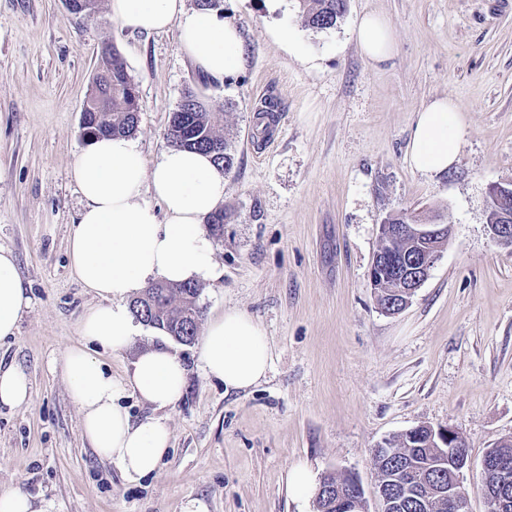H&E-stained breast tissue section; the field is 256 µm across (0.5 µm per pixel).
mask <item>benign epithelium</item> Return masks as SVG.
Wrapping results in <instances>:
<instances>
[{"instance_id":"obj_1","label":"benign epithelium","mask_w":512,"mask_h":512,"mask_svg":"<svg viewBox=\"0 0 512 512\" xmlns=\"http://www.w3.org/2000/svg\"><path fill=\"white\" fill-rule=\"evenodd\" d=\"M508 210L503 208L495 214L488 215V224L493 236L502 242L512 235V225L507 223ZM445 229L441 224H403L392 226L382 222L378 228V236L382 242L390 241L397 237L411 238L417 244L425 248L424 258L420 260V266L413 268L408 265H394L390 268L392 277L398 284L394 294L402 297L401 307H406L416 290L427 279L431 266L437 258L441 246L439 238ZM428 436L424 442L415 445L414 454L406 456L402 461L396 479L390 481L378 477L376 485L377 497L383 509L398 504L399 495L404 492H412L419 505L425 509L431 507V501H436L439 512H467V496L464 495L461 480L462 471L467 468L468 454L465 450V441L460 435L447 427L427 426ZM435 469H451V480L448 486L434 491L432 495H421V491L415 486L414 474L419 467ZM348 485L351 494L342 490H336V506L349 509H360L365 504V492L359 478L349 473Z\"/></svg>"}]
</instances>
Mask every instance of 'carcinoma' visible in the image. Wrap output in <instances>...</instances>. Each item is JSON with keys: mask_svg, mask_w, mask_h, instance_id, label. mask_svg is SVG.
Instances as JSON below:
<instances>
[{"mask_svg": "<svg viewBox=\"0 0 512 512\" xmlns=\"http://www.w3.org/2000/svg\"><path fill=\"white\" fill-rule=\"evenodd\" d=\"M305 24L315 30L336 26L347 9V0H299ZM82 112L83 134L88 139L130 136L138 126L139 95L124 60L116 52L104 56L92 82ZM224 113L212 111L206 101L189 90L172 113L167 136L173 146L194 149L212 155L214 162L229 171L235 155L219 131ZM388 252L399 258L417 257L419 246L408 238L392 241ZM200 287L194 283H160L145 288L131 304L135 318L158 325L170 336H186L194 342L198 334ZM394 453L378 455L374 463L389 476L400 464L404 445L392 443Z\"/></svg>", "mask_w": 512, "mask_h": 512, "instance_id": "carcinoma-1", "label": "carcinoma"}]
</instances>
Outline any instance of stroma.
<instances>
[{
    "label": "stroma",
    "mask_w": 512,
    "mask_h": 512,
    "mask_svg": "<svg viewBox=\"0 0 512 512\" xmlns=\"http://www.w3.org/2000/svg\"><path fill=\"white\" fill-rule=\"evenodd\" d=\"M240 28L241 72L200 75L176 30L122 28L99 0L89 17L65 0H0V248L11 250L31 304L0 364L22 366L31 401L0 407V492L51 512H316L288 488L309 466L358 476L380 512L372 450L421 424L467 444L468 512H487L481 463L512 439V246L487 223L490 188L512 184V0H349L331 29L306 26L298 0H219ZM370 12L392 25L391 58H365L355 30ZM115 50L141 109L133 139L147 162L168 149L186 90L223 107L235 154L230 219L212 237L220 280L203 284L202 321L236 309L265 331L270 368L225 392L199 344L142 327L136 353L171 347L188 367L183 397L162 412L171 450L142 480L124 478L84 438L58 363L99 302L77 279L68 240L82 197L71 177L88 141L81 111L104 49ZM447 97L462 109L458 161L426 176L409 163L418 112ZM278 104L264 117L266 101ZM446 224L450 237L409 305L384 313L371 285L378 226L391 215Z\"/></svg>",
    "instance_id": "obj_1"
}]
</instances>
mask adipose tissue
Returning <instances> with one entry per match:
<instances>
[{"label": "adipose tissue", "instance_id": "obj_1", "mask_svg": "<svg viewBox=\"0 0 512 512\" xmlns=\"http://www.w3.org/2000/svg\"><path fill=\"white\" fill-rule=\"evenodd\" d=\"M108 8L115 21L134 31L176 29L180 50L212 79L235 75L243 65L242 34L218 13L188 9L185 0H108ZM356 41L371 61L388 59L394 48L389 20L364 15ZM462 133L459 106L446 98L432 100L413 126L412 167L428 176L447 172L458 159ZM72 177L84 205L69 239L70 264L101 303L83 317L81 342L66 349L61 371L91 448L137 481L157 470L170 449L171 432L161 417L132 420L122 401L131 394L158 409L174 405L184 392L187 367L175 352L149 348L117 378L89 346L117 354L133 342L139 327L128 301L148 284L222 277L203 224L224 202V172L210 155L189 149L165 150L149 165L131 139L115 136L82 149ZM28 306L15 257L0 248V341L15 336ZM200 360L206 376L222 382L225 391L244 390L265 378L270 344L253 319L228 309L208 323Z\"/></svg>", "mask_w": 512, "mask_h": 512}]
</instances>
